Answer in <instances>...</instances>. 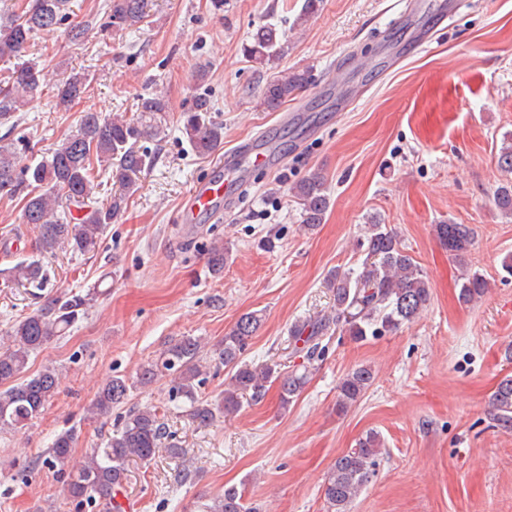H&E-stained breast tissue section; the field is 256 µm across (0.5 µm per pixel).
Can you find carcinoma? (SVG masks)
<instances>
[{
    "label": "carcinoma",
    "mask_w": 512,
    "mask_h": 512,
    "mask_svg": "<svg viewBox=\"0 0 512 512\" xmlns=\"http://www.w3.org/2000/svg\"><path fill=\"white\" fill-rule=\"evenodd\" d=\"M68 3L69 0H28L13 19L0 24V61L12 63L8 76L0 79V122L10 120L29 102L41 98L48 87L54 89L59 107L67 108L83 97L87 74L73 72L55 78L27 58L37 32H50L68 18ZM144 18L145 0H109L104 27L124 31ZM280 40L277 26L264 24L251 34V42L244 51L251 61L266 65L276 57ZM306 82L303 73L277 76L267 82L260 104L268 111H276ZM167 110L164 98L151 96L138 103L139 121L87 111L81 115L76 132L55 148L50 158L35 165L23 162L21 152L0 146V196L23 201L22 223L38 226L40 250L68 249L83 255L95 249L99 236L121 215L128 198L137 190L138 175L149 166L147 155L134 145L148 135H158L160 129L144 124L143 119ZM209 111V98L200 94L195 97L192 110L185 113L183 133L200 153L217 149L224 139V127L209 120ZM97 165L108 170L121 187L119 193L101 205L93 201L92 178ZM289 192L299 201L308 228L322 223L330 203L323 176L316 173ZM494 201L499 211L512 216L511 179L496 188ZM62 203L68 209L75 208L78 217L72 220L59 214ZM436 234L440 243L460 261L474 238L470 225L451 222L436 225ZM365 244L366 259L358 270L336 268L327 276V285L333 293V312L313 321L297 322L288 330L289 344L296 351H306L309 362L322 354L319 339L332 328L341 329L354 341H363L412 324L430 302V288L423 271L394 231L384 224H371ZM224 260V246L211 247L209 267L213 274L224 272ZM8 277L19 286L37 288L43 285L46 273L42 264L32 259L17 263L8 271ZM486 288L487 281L481 274L471 271L462 274V301L482 296ZM90 301L89 293L56 296L7 331L8 345L0 351V385H5L0 388V430L24 425L39 415L55 396L60 374L53 366L44 367L20 383L15 384L13 380L25 372L33 353L65 336L84 317ZM260 325L258 313H244L218 344L219 358L231 370L230 380L219 399L209 401L198 396L206 375L202 343L198 337L186 336L156 360L139 365L136 383L118 376L110 378L97 392L88 412L94 416L106 414L126 403L134 385L148 386L170 373L174 375L172 392L188 405L189 419L199 426L210 425L224 414L238 411L241 399L246 396L254 402L264 399L269 386L277 380L280 406L288 408L303 391L309 370L282 377L272 364L256 366L243 361L245 346ZM373 378L368 366L348 372L338 386L336 410L347 411L363 396ZM489 404L496 425L512 431V376L499 382ZM165 438L166 429L160 415L146 408L125 417L105 447L80 464L72 459L73 433L58 434L48 459L41 465L61 471L69 469L67 492L77 503L95 502L105 512H124L119 497L128 480L129 463L153 460ZM380 453V437L371 430L356 441L354 448L336 459L323 488L327 512H350L352 503L373 476ZM207 509L208 512H253L235 487L224 489V494Z\"/></svg>",
    "instance_id": "obj_1"
}]
</instances>
